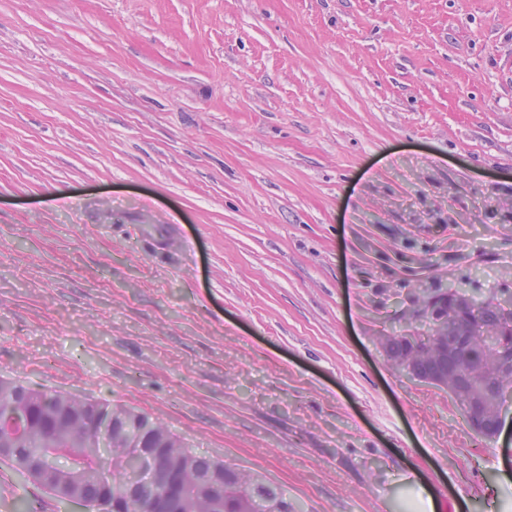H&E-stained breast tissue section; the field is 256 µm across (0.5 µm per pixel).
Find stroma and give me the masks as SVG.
<instances>
[{"label": "stroma", "mask_w": 512, "mask_h": 512, "mask_svg": "<svg viewBox=\"0 0 512 512\" xmlns=\"http://www.w3.org/2000/svg\"><path fill=\"white\" fill-rule=\"evenodd\" d=\"M451 287L512 295V0H0V376L296 512H512V402L375 345Z\"/></svg>", "instance_id": "obj_1"}]
</instances>
